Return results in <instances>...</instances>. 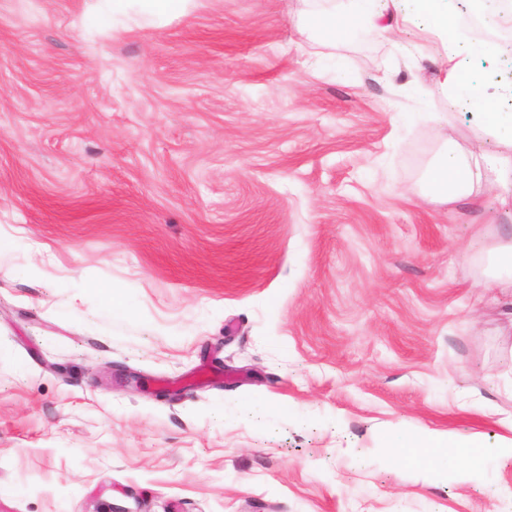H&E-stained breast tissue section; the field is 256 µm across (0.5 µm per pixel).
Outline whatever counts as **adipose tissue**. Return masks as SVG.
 <instances>
[{"mask_svg":"<svg viewBox=\"0 0 512 512\" xmlns=\"http://www.w3.org/2000/svg\"><path fill=\"white\" fill-rule=\"evenodd\" d=\"M416 10L430 16L436 26L447 33V53L442 60L448 95L468 103L491 131L512 144V111L499 105L500 99L512 100V85L502 94L488 92L487 81L472 79L456 51L459 24L448 9V0H414ZM389 5L367 11H354L340 16L311 15L307 25L316 38L332 41L342 32L361 28L370 32L383 30L384 19L390 18ZM512 169V156L482 155L474 160L442 161L433 171L428 194L442 201L456 200L463 189L481 181L484 170Z\"/></svg>","mask_w":512,"mask_h":512,"instance_id":"ef3b65f1","label":"adipose tissue"}]
</instances>
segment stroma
<instances>
[{"label":"stroma","instance_id":"obj_1","mask_svg":"<svg viewBox=\"0 0 512 512\" xmlns=\"http://www.w3.org/2000/svg\"><path fill=\"white\" fill-rule=\"evenodd\" d=\"M352 0H0V512H512V155ZM45 249V274L23 270ZM447 432L459 451L386 454ZM142 2L145 10L156 17L164 18L185 13L192 0H136ZM384 1L386 3L378 6V9L358 10L340 15L337 26L336 14L331 16L313 14L308 18L307 25L316 38L325 41H335L336 36L351 29L361 28L374 33L392 27V21H394L395 25L403 22L405 20L404 16L390 13V4L387 2H395L396 0ZM385 18L389 21V24H383ZM512 171V156L480 155L473 162L468 159L450 160L446 157L433 171L428 184V195L442 201H454L460 192L471 189L483 177V169Z\"/></svg>","mask_w":512,"mask_h":512}]
</instances>
